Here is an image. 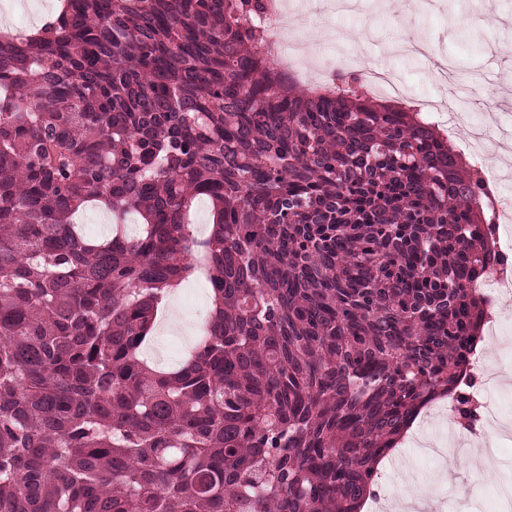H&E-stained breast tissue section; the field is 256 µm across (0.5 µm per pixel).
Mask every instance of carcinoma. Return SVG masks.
<instances>
[{
  "label": "carcinoma",
  "instance_id": "carcinoma-1",
  "mask_svg": "<svg viewBox=\"0 0 512 512\" xmlns=\"http://www.w3.org/2000/svg\"><path fill=\"white\" fill-rule=\"evenodd\" d=\"M268 10L65 0L0 38V512H360L417 410L480 424L489 189L357 73L289 91ZM195 278L201 341L149 365ZM111 216L104 207L92 206L79 213L76 221L78 224L85 225V229L91 234L104 237V235H100L103 229L97 225H100L101 220H106L109 222L108 224H112ZM185 333L183 329H176L170 332L165 336H156L153 335L150 341L144 347V354L149 361V363L154 366L166 368V369H174L177 368L183 359H185L191 352L194 344L188 349L184 350L181 353H174L171 351L169 347V340L177 337V336H186L181 335ZM151 348L156 349V352H152ZM145 352H149L152 355L148 356Z\"/></svg>",
  "mask_w": 512,
  "mask_h": 512
}]
</instances>
